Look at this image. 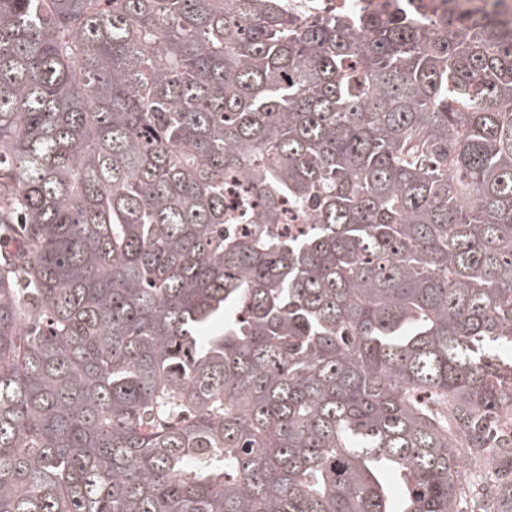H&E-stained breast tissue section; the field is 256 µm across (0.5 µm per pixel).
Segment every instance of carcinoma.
<instances>
[{
    "instance_id": "obj_1",
    "label": "carcinoma",
    "mask_w": 512,
    "mask_h": 512,
    "mask_svg": "<svg viewBox=\"0 0 512 512\" xmlns=\"http://www.w3.org/2000/svg\"><path fill=\"white\" fill-rule=\"evenodd\" d=\"M468 2L0 0V512H459L512 456V21ZM330 7L361 14H386L397 9L393 0H332ZM226 205L234 211L237 224H248L251 222L247 218L249 209H252L253 203L245 202L239 192L229 185L225 189Z\"/></svg>"
}]
</instances>
